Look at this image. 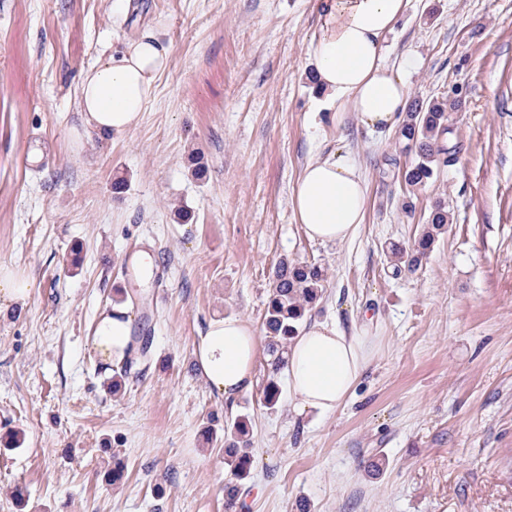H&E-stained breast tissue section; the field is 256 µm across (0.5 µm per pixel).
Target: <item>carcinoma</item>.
<instances>
[{"label": "carcinoma", "mask_w": 512, "mask_h": 512, "mask_svg": "<svg viewBox=\"0 0 512 512\" xmlns=\"http://www.w3.org/2000/svg\"><path fill=\"white\" fill-rule=\"evenodd\" d=\"M454 102L448 97L427 102L414 100L405 112L400 128L404 149L415 153V162L402 172L410 187H422L448 163L447 149L442 138L447 133L448 109ZM448 226V209L440 203L430 211L426 224L409 251L395 249L390 259L394 269L418 265L433 248L436 237ZM325 273L316 263L280 261L273 269L266 303L265 337L270 356V370L262 390L263 403L268 408L278 405L281 397L278 374L286 364L285 353L308 314L322 298ZM250 422L238 417L224 426V456L238 481L250 473L253 455L250 451Z\"/></svg>", "instance_id": "1"}]
</instances>
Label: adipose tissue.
<instances>
[{"mask_svg":"<svg viewBox=\"0 0 512 512\" xmlns=\"http://www.w3.org/2000/svg\"><path fill=\"white\" fill-rule=\"evenodd\" d=\"M325 21L312 42L320 87L340 112L356 115L371 129H392L407 107L408 90L383 63V43L403 14L407 0H321ZM169 50L152 34L126 42L87 71L79 104L87 130L129 131L140 122L157 78L168 66ZM368 188L360 166L345 157L311 160L299 177L293 205L306 236L320 243L349 241L362 224ZM131 342L125 307L113 306L97 322L93 348L106 364L124 359ZM260 342L238 318L210 320L195 341L199 369L211 389L232 401L251 390ZM289 388L298 412L333 413L366 367L359 337L336 325L316 322L288 347Z\"/></svg>","mask_w":512,"mask_h":512,"instance_id":"ef3b65f1","label":"adipose tissue"}]
</instances>
